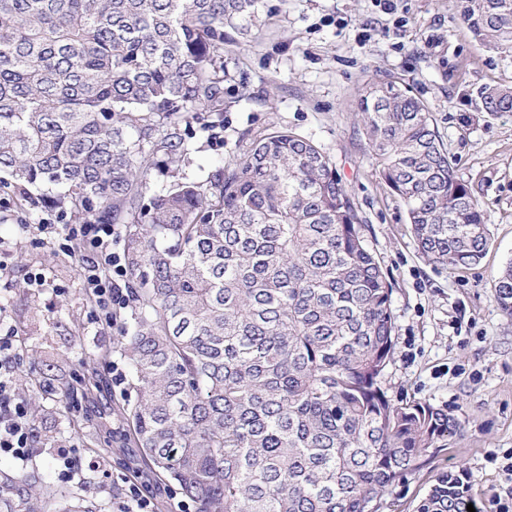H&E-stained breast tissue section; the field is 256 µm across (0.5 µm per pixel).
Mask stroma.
Instances as JSON below:
<instances>
[{
    "label": "stroma",
    "mask_w": 512,
    "mask_h": 512,
    "mask_svg": "<svg viewBox=\"0 0 512 512\" xmlns=\"http://www.w3.org/2000/svg\"><path fill=\"white\" fill-rule=\"evenodd\" d=\"M261 0L248 34L224 43V118L213 127L191 121L181 134L188 152L178 171L163 153L150 154L144 193L173 183L205 181L219 165L243 157L250 143L276 130L310 139L335 162L362 217L367 247L393 285L396 345L383 385L394 402L422 401L447 409L464 425L440 441L420 468L390 487L381 512H417L435 476L465 471L482 512H503L512 500L504 467L512 457V317L497 304L494 279L512 262V112H485L484 87L512 83V57L490 51L460 16L458 0ZM391 78L430 108L458 177L482 202L490 232L481 262L454 273L424 256L400 200L386 188L365 150L354 114L357 93L371 79ZM57 210L39 194L23 197L0 185V323L26 338L20 371L111 377L125 366L120 353L89 361L111 346L120 324L93 317L79 275V254L64 252L41 231ZM81 346L70 344L73 333ZM42 403L55 445L76 446L81 459L95 425L70 430L65 405L52 394ZM54 447L36 446L25 461L0 456V469L39 468L48 491L86 485V493L118 512L124 476L139 465L137 449L114 437L104 466L61 481Z\"/></svg>",
    "instance_id": "stroma-1"
}]
</instances>
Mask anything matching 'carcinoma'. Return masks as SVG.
<instances>
[{
	"mask_svg": "<svg viewBox=\"0 0 512 512\" xmlns=\"http://www.w3.org/2000/svg\"><path fill=\"white\" fill-rule=\"evenodd\" d=\"M259 0H0V174L40 189L83 223L123 224L130 377L125 436L145 469L195 512H379L388 488L438 441L448 410L395 404L392 284L362 219L316 144L291 131L252 143L203 183L143 201L179 128L224 112L226 29ZM473 36L512 57V0H461ZM512 112V86L481 92ZM357 116L371 159L429 260L457 271L489 245L484 210L456 174L428 106L390 79L368 82ZM512 316V263L495 280ZM32 422L43 385L18 378ZM97 383L57 380L68 399ZM38 471L0 470V512H102L44 495ZM463 471L443 472L418 512H468Z\"/></svg>",
	"mask_w": 512,
	"mask_h": 512,
	"instance_id": "obj_1",
	"label": "carcinoma"
}]
</instances>
